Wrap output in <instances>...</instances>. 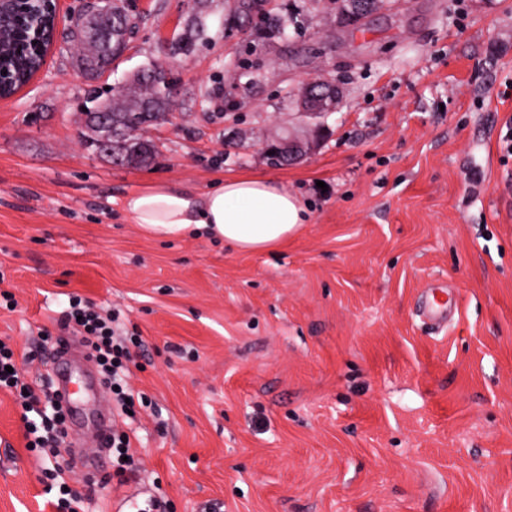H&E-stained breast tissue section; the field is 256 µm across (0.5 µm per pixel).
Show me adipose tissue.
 Returning <instances> with one entry per match:
<instances>
[{"label":"adipose tissue","mask_w":512,"mask_h":512,"mask_svg":"<svg viewBox=\"0 0 512 512\" xmlns=\"http://www.w3.org/2000/svg\"><path fill=\"white\" fill-rule=\"evenodd\" d=\"M122 210L155 239L202 235L249 253L282 245L310 220L300 194L275 179L247 175L217 181L202 195L152 184L124 196Z\"/></svg>","instance_id":"obj_1"}]
</instances>
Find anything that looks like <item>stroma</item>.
Wrapping results in <instances>:
<instances>
[{"label": "stroma", "mask_w": 512, "mask_h": 512, "mask_svg": "<svg viewBox=\"0 0 512 512\" xmlns=\"http://www.w3.org/2000/svg\"><path fill=\"white\" fill-rule=\"evenodd\" d=\"M59 0L45 66L0 100V339L41 344L77 294L145 341L129 384L153 406L127 421L139 465L89 490L85 454L104 411L80 345L79 446L25 447L0 390V512H54L47 469L85 512L165 499L169 512H512V0H270L296 19L280 35L235 19L234 0H125L138 26L96 81L74 65ZM201 16L206 39L168 45ZM173 59L175 106L151 130L145 166L88 152L82 111L154 61ZM342 91L325 117L300 114L303 81ZM308 150L279 165L267 144ZM275 178L312 219L282 246L239 252L205 237L158 241L121 208L166 183ZM457 290L442 330L428 288Z\"/></svg>", "instance_id": "stroma-1"}]
</instances>
